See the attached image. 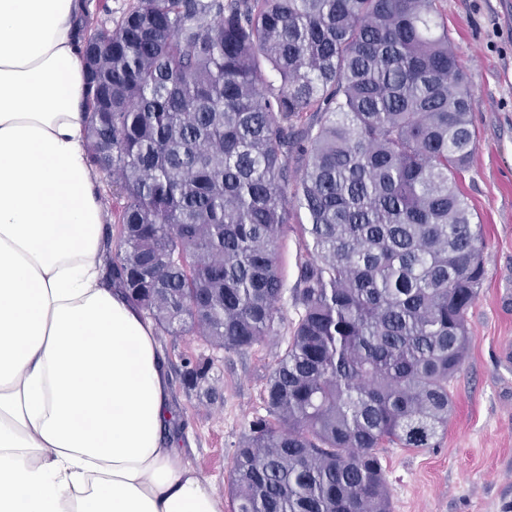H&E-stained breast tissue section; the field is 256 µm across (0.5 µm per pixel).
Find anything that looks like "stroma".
<instances>
[{
    "instance_id": "35a3bbf8",
    "label": "stroma",
    "mask_w": 512,
    "mask_h": 512,
    "mask_svg": "<svg viewBox=\"0 0 512 512\" xmlns=\"http://www.w3.org/2000/svg\"><path fill=\"white\" fill-rule=\"evenodd\" d=\"M463 70L475 86L477 150L458 179L484 230L486 279L467 315L469 349L450 384L454 408L432 448H383L392 512H512V0H440ZM276 334L243 353L196 336L159 335L173 420L165 428L184 462L229 495L233 453L261 408L267 375L291 335L290 297ZM214 362L206 383L184 365Z\"/></svg>"
}]
</instances>
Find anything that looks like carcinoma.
<instances>
[{"label": "carcinoma", "instance_id": "obj_1", "mask_svg": "<svg viewBox=\"0 0 512 512\" xmlns=\"http://www.w3.org/2000/svg\"><path fill=\"white\" fill-rule=\"evenodd\" d=\"M82 32L88 158L117 185L106 276L160 332L271 335L279 242L307 220L234 512H391L378 449L447 429L486 276L456 189L475 89L436 0H137Z\"/></svg>", "mask_w": 512, "mask_h": 512}]
</instances>
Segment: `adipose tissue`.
Masks as SVG:
<instances>
[{
	"mask_svg": "<svg viewBox=\"0 0 512 512\" xmlns=\"http://www.w3.org/2000/svg\"><path fill=\"white\" fill-rule=\"evenodd\" d=\"M84 0H0V512H224L164 440L155 327L105 281Z\"/></svg>",
	"mask_w": 512,
	"mask_h": 512,
	"instance_id": "obj_1",
	"label": "adipose tissue"
}]
</instances>
